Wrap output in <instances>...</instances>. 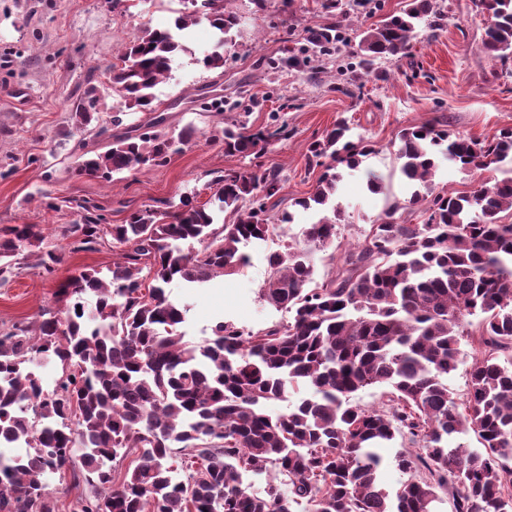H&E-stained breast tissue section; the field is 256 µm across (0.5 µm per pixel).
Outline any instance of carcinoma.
Returning a JSON list of instances; mask_svg holds the SVG:
<instances>
[{
    "instance_id": "1",
    "label": "carcinoma",
    "mask_w": 512,
    "mask_h": 512,
    "mask_svg": "<svg viewBox=\"0 0 512 512\" xmlns=\"http://www.w3.org/2000/svg\"><path fill=\"white\" fill-rule=\"evenodd\" d=\"M472 5L490 19L487 55L507 62L512 0ZM203 18L218 39L202 63L224 70L240 16L224 0H186L174 29L144 27L109 67L108 83L127 109L155 111L154 89L185 50L181 33ZM441 20L435 0H410L363 31L362 63L405 56L420 23L435 29ZM335 31L329 22L306 30V39L330 54ZM97 102L94 87L77 99L78 130L96 120ZM196 134L192 126L176 135L128 126L76 174L109 180L164 166ZM284 135L283 126L227 125L224 153L251 162ZM397 139L396 159L414 191L344 251L330 219L301 240L272 223L268 201L281 179L271 168L230 170L204 204L185 196L168 211L146 206L112 225L120 260L107 273L86 268L64 281V306L45 311L34 333L0 334V512H59L50 486L66 469L84 486L71 512H435L445 491L454 512H512V175L434 194L421 224L397 216L424 200L420 188L433 194L443 160L474 171L512 165V128L480 140L437 121L405 127ZM374 151L337 121L310 144L309 164L324 172L292 205L326 206L342 178L338 167L355 171ZM100 221L89 212L67 227L76 249H96ZM274 235L281 245L267 257L259 298L288 312V321L256 331L218 321L204 342L186 340L187 309L171 298V285L239 273L247 248ZM43 242L37 224L1 236L0 282L23 251H38L39 265L52 271L58 257ZM318 253L333 266L320 283ZM473 316L478 347L460 399L448 376L462 363ZM44 361L60 369L51 389L35 370ZM372 386L384 389L382 407L350 402ZM292 395L287 411H267ZM470 433L480 447L465 442ZM398 437L415 449L395 456L410 479L393 503L378 481L377 449ZM270 472L263 490L245 485L247 475Z\"/></svg>"
}]
</instances>
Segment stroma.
I'll list each match as a JSON object with an SVG mask.
<instances>
[{
  "label": "stroma",
  "instance_id": "obj_1",
  "mask_svg": "<svg viewBox=\"0 0 512 512\" xmlns=\"http://www.w3.org/2000/svg\"><path fill=\"white\" fill-rule=\"evenodd\" d=\"M324 2L231 0L241 24L220 73L199 63L214 45L211 28L204 22L191 27L171 78L154 93L164 129L176 133L191 124L197 139L165 166L126 171L107 182L76 177L74 169L86 151L111 142L115 112L127 125L147 123L150 115L127 110L121 95L107 89L104 71L143 26L173 27L183 0H122L117 6L112 0H0V233L16 224L41 225L59 257L49 272L37 257L22 259L0 285V333L32 325L43 309L59 308L57 290L70 276L86 268L107 270L116 260L108 240L96 251H74L64 230L83 208L103 223L121 224L136 209L183 195L205 203L218 189V176L243 169L219 140L225 124L287 128L258 163L278 169L282 189L272 217L291 213L288 233L297 239L323 216L290 206L292 198L313 190L322 173L308 164L309 144L343 118L354 134L372 141L374 153L344 177L336 194L344 243L362 239L388 205L411 194L395 159L401 128L440 117L447 118L450 132L480 139L512 128V79L502 77L500 62L483 52L488 20L472 12L471 0H438L444 14L439 29L421 30L407 56L377 59L368 67L351 43L357 29L399 13L406 0H360L341 22L337 51L322 56L305 30L326 22ZM92 85L100 88L98 120L84 134L71 124L70 112ZM19 86L27 99L14 97ZM372 180L381 181L386 193L371 192ZM278 247L275 239L249 247L243 272L216 277L207 287L174 288L189 307L190 340L210 336L220 319L253 330L287 321V313L258 298L267 256Z\"/></svg>",
  "mask_w": 512,
  "mask_h": 512
}]
</instances>
